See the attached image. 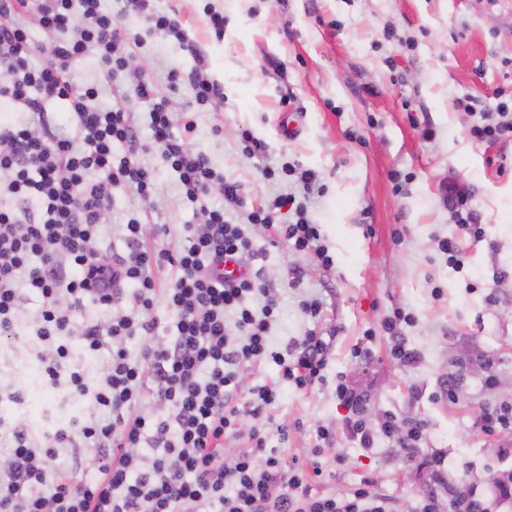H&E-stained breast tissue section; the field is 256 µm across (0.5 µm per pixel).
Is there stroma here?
<instances>
[{"label": "stroma", "mask_w": 512, "mask_h": 512, "mask_svg": "<svg viewBox=\"0 0 512 512\" xmlns=\"http://www.w3.org/2000/svg\"><path fill=\"white\" fill-rule=\"evenodd\" d=\"M208 4L224 13L223 39L201 22ZM102 6L142 43L131 47L127 69L109 81L94 59L75 61V82L99 80L100 102L112 107L142 72L176 110L192 112L194 147L217 174L239 184L244 200L226 202L215 188L209 202L243 225L257 249L245 266L281 297L271 345L283 349L314 324L333 337L328 384L281 388L272 414L288 429L287 441L276 446L283 461L320 462L325 495L371 478L398 512H416L426 487L444 506L449 491L482 483L493 471L512 473V457L501 454L512 434L491 437L475 426L487 405L512 403V167L493 163L502 154L512 159V142H474L462 110L471 97L486 110L512 99V0H155L156 9L175 11L202 50L207 75L223 84L224 107L217 112L167 81L170 70H195L194 55L151 34L124 0H102ZM134 118L144 146L138 160L153 175L154 193L145 200L131 188L113 191L108 228L97 243L112 256L126 251L122 226L129 220L143 224L146 246L171 250L187 226L203 221L154 144L148 112L135 107ZM244 128L263 142L261 155L243 153ZM285 164L315 172L314 189L304 191L293 176H264V168ZM451 185L465 193L485 230L484 241L463 240L460 270L438 248L457 232L446 194ZM278 198L285 201L278 212L284 224L294 221L296 206H306L332 268L288 244L270 245L261 226L247 223L249 206ZM160 225L166 228L161 236L155 233ZM306 297L322 302L319 322L301 311ZM398 308L414 317L401 330L419 356L414 365L393 358L380 329ZM369 329L375 336L368 342ZM363 343L371 357L359 362L351 352ZM39 348L27 332L0 341V418L22 424L40 444L49 429L46 407L64 405L69 415L79 407L68 402L66 386L45 384ZM490 374L496 377L491 387L485 384ZM339 375L367 388L368 425L380 427L389 413L426 421L418 453L444 456L440 483L405 463L388 439L378 438L367 451L346 436L347 412L331 384ZM451 375L459 381L454 403L441 394ZM15 390L23 392L22 401L10 399ZM321 424L338 431L324 451L316 439Z\"/></svg>", "instance_id": "stroma-1"}]
</instances>
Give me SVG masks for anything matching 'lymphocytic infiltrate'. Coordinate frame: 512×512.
Instances as JSON below:
<instances>
[{
  "label": "lymphocytic infiltrate",
  "instance_id": "1",
  "mask_svg": "<svg viewBox=\"0 0 512 512\" xmlns=\"http://www.w3.org/2000/svg\"><path fill=\"white\" fill-rule=\"evenodd\" d=\"M33 24L48 34L69 30L73 36L36 63ZM131 41L99 0H0V106L10 112L0 119V338H18L23 304L37 299L31 327L42 344L44 380L53 387L67 381L71 397H89L92 405L48 432L41 448L23 426L0 420V512H396L391 498L372 491L369 479L325 496L315 488L320 464L308 471L284 467L267 445L271 435L286 437V428L270 432L260 424L278 400L275 386H256L248 404H239V367L246 363L273 362L279 380L300 391L325 384L332 339L313 328L284 349L271 346L279 297L258 278L225 279L221 263L241 260L252 242L240 225L226 221L223 209L206 210L203 229L189 232L173 251L144 246V227L136 221L124 227L125 255L108 260L97 250L113 190L130 187L147 198L154 184L136 156H112L113 144L138 146L131 112L98 107V84L74 83L70 65L92 57L112 78L126 69ZM123 97L147 110L153 141L178 172L187 199L209 195L217 183L225 199L238 202V185L218 182L209 157L189 148L193 119L175 118L170 100L147 76H139ZM56 101L75 118L77 138L50 125L46 107ZM478 114L470 128L475 141L512 138L511 104ZM448 202L460 235L440 240L439 248L460 269V238L480 241L485 231L464 194L449 189ZM296 214L295 223L280 224L275 205L261 203L248 221L266 230L270 244L287 243L331 267L318 225L304 209ZM167 263L180 275L161 291L155 272ZM255 294L263 297L257 310L248 304ZM126 295L132 312L117 311ZM159 299L174 317V334L168 342L145 345L140 360L131 361L122 342L155 335L159 324L152 312ZM89 303L112 311L107 328L77 326ZM75 334L90 353L113 345L97 385L72 360L65 339ZM147 383L167 416L135 413ZM334 395L349 410L345 426L360 447L373 448L377 434H384L405 461L440 480L443 457L417 454L424 420L390 416L377 433L363 418L367 392L340 375ZM246 417L256 421L249 446L225 460L224 440L239 435ZM81 444L95 453L94 477L51 476L57 449ZM144 446L152 450L146 461L139 454ZM418 512H512V478L490 475L466 495H449L444 508L425 490Z\"/></svg>",
  "mask_w": 512,
  "mask_h": 512
}]
</instances>
